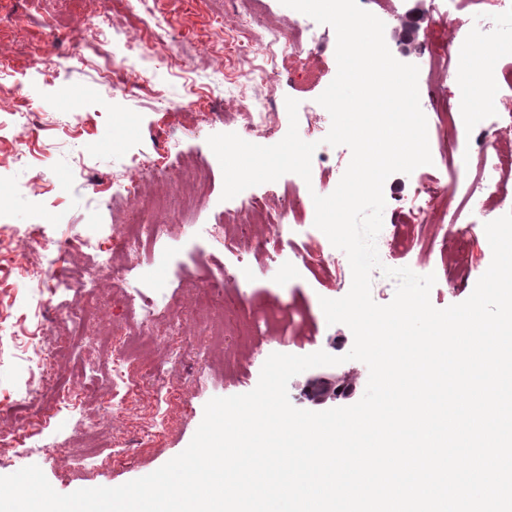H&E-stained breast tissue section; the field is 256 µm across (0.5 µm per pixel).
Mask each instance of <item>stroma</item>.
<instances>
[{
  "label": "stroma",
  "instance_id": "35a3bbf8",
  "mask_svg": "<svg viewBox=\"0 0 512 512\" xmlns=\"http://www.w3.org/2000/svg\"><path fill=\"white\" fill-rule=\"evenodd\" d=\"M251 6V0H0L7 71L0 77V426L15 438L14 447L0 444V476L36 465L61 494L122 485L180 454L211 398L253 390L259 362L271 353L341 356L351 349V330L328 324L320 300L345 296L352 273L318 265L328 238L313 225L284 234L277 264L252 267L241 288L199 294L212 276H237L236 253L273 232L242 211L240 198L223 199V173L208 137L234 132L254 144H276L289 128V97L304 98L306 111L319 113L322 131L331 126L317 98L337 74L333 27L280 0H260V24L238 25L237 15ZM387 8L394 17L385 28L392 55L418 66L421 100L436 94L447 106L454 102L448 75L432 69L445 60L448 43L471 44L485 73L497 63L496 40L512 27L501 20L488 29L464 11L430 10L427 0H387ZM301 24L308 27V63L320 70V81L300 92L294 79L271 70L252 79L265 63L255 48L274 37L292 45ZM105 46L116 57L114 80L142 71L151 91L114 93L101 78ZM18 85L25 99L15 97ZM253 98L273 104L271 135L247 129L244 103ZM198 100L205 108H195ZM17 112L33 115L26 132L14 124ZM477 135L429 126L431 164L393 174L383 187L393 202L383 212L385 264L435 274L430 301L438 309L470 296L491 263V247L480 229L459 224L441 231L402 202L419 182L460 181L448 145L476 148ZM161 156L173 174L205 167L207 197L191 209L185 200L192 187L144 180L145 197L168 199L162 221L169 233L136 253L124 244L125 227L153 222V210L113 202L109 186L130 158ZM253 191L266 195L271 213L285 215L305 207L308 186L288 173ZM229 214L240 231L223 241L211 237V226ZM31 224L41 228L34 241L23 237ZM90 236L97 250L84 247ZM48 252L59 276L91 272L101 288L89 293L42 284ZM103 252L114 259L111 269L97 265ZM117 278L138 283L139 291L113 289ZM158 294L165 318L137 327L132 309ZM94 299L100 312L86 338L65 345L71 313ZM136 329L146 338L139 368L155 371L165 387H141L120 404L112 398V360L100 346L120 348ZM47 351L56 352L55 366L38 372L35 355Z\"/></svg>",
  "mask_w": 512,
  "mask_h": 512
}]
</instances>
